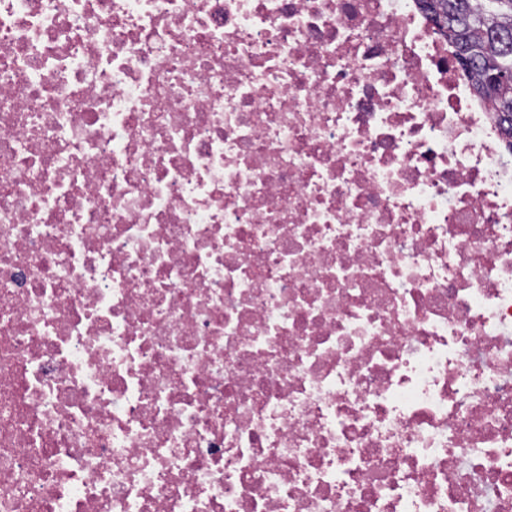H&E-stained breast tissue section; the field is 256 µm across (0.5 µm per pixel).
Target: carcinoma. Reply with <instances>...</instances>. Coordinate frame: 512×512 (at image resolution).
I'll return each mask as SVG.
<instances>
[{
    "instance_id": "carcinoma-1",
    "label": "carcinoma",
    "mask_w": 512,
    "mask_h": 512,
    "mask_svg": "<svg viewBox=\"0 0 512 512\" xmlns=\"http://www.w3.org/2000/svg\"><path fill=\"white\" fill-rule=\"evenodd\" d=\"M432 21L443 18L452 29L455 55L468 58L466 78L479 95L490 76H512V0H419ZM512 138V82L496 85L487 96Z\"/></svg>"
}]
</instances>
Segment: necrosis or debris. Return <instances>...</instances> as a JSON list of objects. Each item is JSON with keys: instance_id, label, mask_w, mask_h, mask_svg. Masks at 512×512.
<instances>
[{"instance_id": "obj_1", "label": "necrosis or debris", "mask_w": 512, "mask_h": 512, "mask_svg": "<svg viewBox=\"0 0 512 512\" xmlns=\"http://www.w3.org/2000/svg\"><path fill=\"white\" fill-rule=\"evenodd\" d=\"M417 0H0V512H512V148Z\"/></svg>"}]
</instances>
